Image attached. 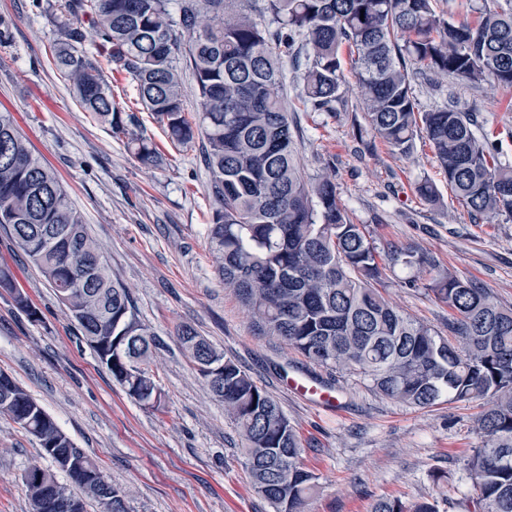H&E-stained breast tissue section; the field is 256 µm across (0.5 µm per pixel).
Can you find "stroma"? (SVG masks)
I'll use <instances>...</instances> for the list:
<instances>
[{
  "label": "stroma",
  "mask_w": 512,
  "mask_h": 512,
  "mask_svg": "<svg viewBox=\"0 0 512 512\" xmlns=\"http://www.w3.org/2000/svg\"><path fill=\"white\" fill-rule=\"evenodd\" d=\"M12 23L11 48L0 50V111L56 171L114 279L129 288L140 322L160 343L148 369L162 390L160 407L129 397L96 358L54 289L0 227V263L37 309L18 310L0 290V371L52 415L108 481L129 493L130 512H272L251 487L241 441L224 405L179 349L176 326L198 333L248 372L299 432L302 461L322 486L314 512H371L377 499L429 500L438 512H479L465 469L480 442L487 402H444L417 409L366 389L349 374L312 363L281 340L258 335L232 292L219 282L207 235L212 203L199 148L176 149L137 102L133 82L113 73L119 107L136 112L161 153L139 163L123 140L76 101L50 61L53 22L33 0H0ZM300 72L286 68L282 92L307 176L331 173L350 219L367 225L379 248L433 256L436 271L468 279L512 308V217L476 220L449 189L427 141L410 154L384 144L358 152L363 113L303 111ZM420 111L455 101L477 113L481 132L512 165V86L448 78L413 79ZM436 184L440 201L416 186ZM382 292L405 315L447 334L452 312L428 291L431 275L382 259ZM305 380L335 399L326 408L300 397L289 379ZM55 470L36 439L0 417V512H28L23 476L31 465Z\"/></svg>",
  "instance_id": "1"
}]
</instances>
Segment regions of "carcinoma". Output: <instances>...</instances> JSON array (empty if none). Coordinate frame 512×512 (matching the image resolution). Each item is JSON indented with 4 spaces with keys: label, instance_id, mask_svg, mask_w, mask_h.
<instances>
[{
    "label": "carcinoma",
    "instance_id": "carcinoma-1",
    "mask_svg": "<svg viewBox=\"0 0 512 512\" xmlns=\"http://www.w3.org/2000/svg\"><path fill=\"white\" fill-rule=\"evenodd\" d=\"M34 0L56 24L50 44L56 69L83 109L127 138L143 165L158 161L157 145L132 130L135 115L114 101L92 42L111 70L137 86L144 109L176 147L202 140L213 210L209 251L224 287L254 327L318 365L358 378L395 402L428 408L446 398L483 397L481 445L466 467L479 512H512V308L470 280L438 276L430 291L453 310L452 338L396 310L378 288L379 251L364 224L353 223L327 173L310 178L297 158L288 105L280 95L283 67L305 59L299 103L305 112L365 114L358 135L366 151L380 140L407 154L425 134L448 186L474 216H512V166L497 144L477 135L472 113L453 104L420 111L410 73L434 81L450 76L474 84L512 86V13L481 0L472 27L445 18L433 0ZM347 50L361 96L349 105L340 93L341 52ZM185 61L197 87L187 108ZM0 225L41 270L91 343L99 362L139 404L157 408L162 390L146 368L157 349L137 319L128 289L112 278L101 245L88 233L58 175L0 112ZM395 263L435 269L433 260L399 248ZM0 289L19 310L37 317L15 277L0 264ZM176 339L194 364L222 367L202 374L234 422L254 491L274 512H311L319 477L301 461L298 431L253 378L190 325ZM33 436L42 452L71 453L68 482L37 465L41 480L26 483L30 504L43 512H129L126 493L107 480L97 461L75 447L54 418L14 380L0 385V405ZM372 512H437L377 500Z\"/></svg>",
    "mask_w": 512,
    "mask_h": 512
}]
</instances>
